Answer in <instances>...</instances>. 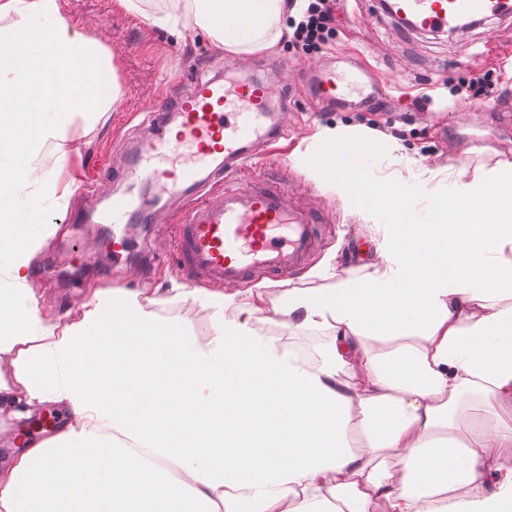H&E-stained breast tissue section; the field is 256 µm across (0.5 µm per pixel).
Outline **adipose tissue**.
<instances>
[{
	"mask_svg": "<svg viewBox=\"0 0 512 512\" xmlns=\"http://www.w3.org/2000/svg\"><path fill=\"white\" fill-rule=\"evenodd\" d=\"M230 51L267 47L285 0H169ZM242 26H233V19ZM25 42H18V32ZM111 56L64 0H0V413L63 405L74 421L0 469V512H512V154L458 174L436 224L414 223L400 181H371L324 130L297 159L325 191L371 219L381 239L363 276L335 259L273 305L202 293L214 335L200 341L154 312L159 297L95 290L79 319L47 315L27 286L53 225L21 209L27 187L67 199L39 171L48 142L90 132L119 97ZM317 328L302 354L262 335ZM478 432L460 438L466 405Z\"/></svg>",
	"mask_w": 512,
	"mask_h": 512,
	"instance_id": "obj_1",
	"label": "adipose tissue"
}]
</instances>
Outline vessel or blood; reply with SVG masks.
I'll return each mask as SVG.
<instances>
[{"instance_id": "obj_1", "label": "vessel or blood", "mask_w": 512, "mask_h": 512, "mask_svg": "<svg viewBox=\"0 0 512 512\" xmlns=\"http://www.w3.org/2000/svg\"><path fill=\"white\" fill-rule=\"evenodd\" d=\"M384 2L385 16L415 32H453L466 19H512V0ZM252 69V59L239 57L225 62L223 72L193 75L189 92L173 106H152L145 144L128 162L130 178L159 194L188 198L174 226L172 255L194 283L286 277L319 239L317 212L293 203L287 183L247 171L257 146L288 136L272 80L252 76ZM307 77L313 100L330 106L365 108L384 95L382 83L356 66L336 71L307 64L289 71L288 85ZM101 219L131 224L135 211L127 197L116 196Z\"/></svg>"}]
</instances>
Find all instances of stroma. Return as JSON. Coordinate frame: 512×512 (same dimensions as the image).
Listing matches in <instances>:
<instances>
[{
    "label": "stroma",
    "mask_w": 512,
    "mask_h": 512,
    "mask_svg": "<svg viewBox=\"0 0 512 512\" xmlns=\"http://www.w3.org/2000/svg\"><path fill=\"white\" fill-rule=\"evenodd\" d=\"M65 9L81 31L107 47L120 96L105 121L68 144L67 154L49 144L39 157L45 169H59L68 160L79 169L94 170L97 177L94 193L77 187L67 200L44 204L45 220L57 230L32 260V270L42 271V279H29L28 286L40 296L45 312L63 324L78 319L90 285L106 275L112 239L124 230L120 224L81 227L68 222V215L85 207L103 212L112 192L126 190L120 173L143 138L141 111L149 101L186 92L187 77L227 55L191 17L174 32L146 23L144 14L125 11L116 0H65ZM488 37L500 45V54L492 62L498 75L495 95L512 104V20L490 21L463 39L454 34L425 33L400 37L390 22L376 19L359 25L339 14L336 34L317 58L331 67L356 62L386 82L384 111L315 108L304 96H291L288 109L299 116L292 135L280 143L274 155L256 159L258 167L279 173L295 196L311 199L323 214L327 224L315 257L339 246L342 266L360 276L371 261L377 238L373 221L321 189L295 162L298 155L320 152L323 129L357 127L371 134L375 154L363 170L365 177L396 178L405 187L428 188L438 194L447 192L449 181L459 171L491 168L500 152L512 151V121L481 111L486 100L481 88H474L473 100L467 104L456 103L450 93L451 87L470 77L475 65L473 59L461 55V43L476 47ZM422 97L429 98L428 109L401 124L399 135L379 132L385 120H397L398 110L411 107ZM137 238L139 250L128 255L120 279L109 283V290L162 297V304L155 308L162 320L181 323L198 340H208L213 334L212 322L195 299L196 288L164 257L170 244L167 224L138 229ZM70 419L64 406L46 402L31 411L27 420L0 421V466L7 465L10 450L48 439Z\"/></svg>",
    "instance_id": "obj_1"
}]
</instances>
